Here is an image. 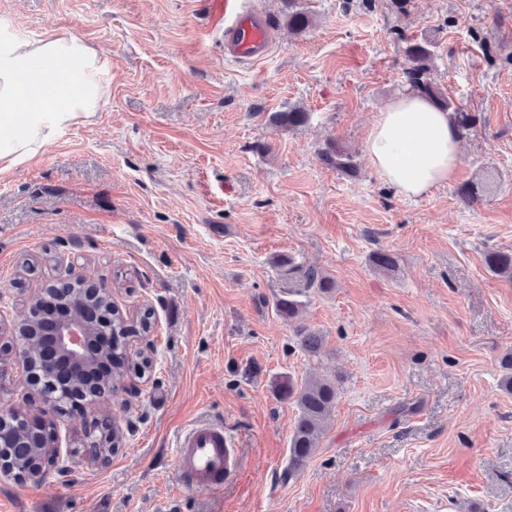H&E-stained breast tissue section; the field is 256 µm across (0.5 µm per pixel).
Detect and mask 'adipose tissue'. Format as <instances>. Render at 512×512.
<instances>
[{"label": "adipose tissue", "instance_id": "obj_1", "mask_svg": "<svg viewBox=\"0 0 512 512\" xmlns=\"http://www.w3.org/2000/svg\"><path fill=\"white\" fill-rule=\"evenodd\" d=\"M112 57L75 35L38 39L0 28V173L23 165L106 103ZM372 167L404 197L452 182L459 137L446 112L409 91L369 130Z\"/></svg>", "mask_w": 512, "mask_h": 512}]
</instances>
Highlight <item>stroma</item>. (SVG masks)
Here are the masks:
<instances>
[{"mask_svg":"<svg viewBox=\"0 0 512 512\" xmlns=\"http://www.w3.org/2000/svg\"><path fill=\"white\" fill-rule=\"evenodd\" d=\"M276 32L260 61L225 59L212 0H0V25L76 35L112 56L107 104L30 163L0 174V324L43 288L84 279L128 316L152 310L151 374L137 397L52 413L60 469L0 472V512H512V283L484 262L512 250V0H255ZM437 31L434 76L479 117L452 184L400 196L365 139L404 88L399 33ZM494 51L484 54L479 40ZM299 107L305 127H276ZM334 139L359 174L327 167ZM495 170L473 204L459 184ZM395 256L396 270L371 263ZM288 257L336 282L304 291L298 323L273 296ZM325 338L309 358L296 325ZM332 379L338 397L314 455L289 461L297 406L275 377ZM16 356L0 406L24 410ZM121 428L107 462L72 450L95 422ZM207 421L241 465L213 491L185 488L181 431Z\"/></svg>","mask_w":512,"mask_h":512,"instance_id":"obj_1","label":"stroma"}]
</instances>
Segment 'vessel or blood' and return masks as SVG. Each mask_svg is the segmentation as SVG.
I'll return each mask as SVG.
<instances>
[{
	"mask_svg": "<svg viewBox=\"0 0 512 512\" xmlns=\"http://www.w3.org/2000/svg\"><path fill=\"white\" fill-rule=\"evenodd\" d=\"M215 25L224 29V54L233 60L258 61L268 56L274 29L266 14L242 0H215ZM176 464L185 487L207 490L223 484L238 469V451L223 426L200 422L181 432Z\"/></svg>",
	"mask_w": 512,
	"mask_h": 512,
	"instance_id": "vessel-or-blood-1",
	"label": "vessel or blood"
}]
</instances>
